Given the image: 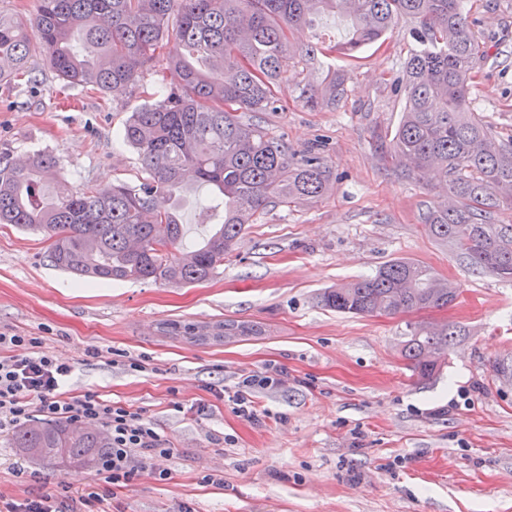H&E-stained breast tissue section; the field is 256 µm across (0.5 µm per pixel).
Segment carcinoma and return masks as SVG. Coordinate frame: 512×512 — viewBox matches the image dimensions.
Wrapping results in <instances>:
<instances>
[{
    "instance_id": "cac0c4a2",
    "label": "carcinoma",
    "mask_w": 512,
    "mask_h": 512,
    "mask_svg": "<svg viewBox=\"0 0 512 512\" xmlns=\"http://www.w3.org/2000/svg\"><path fill=\"white\" fill-rule=\"evenodd\" d=\"M27 22L0 13V83L35 80L32 40L45 66L67 85L101 92L135 87L163 57L171 74L163 99L136 108L124 139L137 151L138 183L71 188L60 161L38 151L23 163L0 156V224L44 233L52 264L79 277L193 285L211 279L254 217L272 206L318 200L331 189L324 159H300L244 112H276L273 89L288 70L291 30L312 16L350 21L337 51L350 62L402 18L416 22L396 82L402 117L388 154L415 179L432 167L449 202L424 217L430 234L471 265L512 279V138L498 139L470 108L474 65L488 58L463 0H37ZM220 69L214 82L209 72ZM346 75L302 91L306 107H334ZM218 192L220 223L192 247L183 245L174 198L186 172ZM455 291L415 261L396 260L376 273L320 296L342 314L387 315L446 309ZM461 329L409 325L401 355L418 378H433ZM13 447L41 460L86 469L110 447L102 432L66 422L15 431Z\"/></svg>"
}]
</instances>
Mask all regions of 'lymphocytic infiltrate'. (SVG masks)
Returning a JSON list of instances; mask_svg holds the SVG:
<instances>
[{
	"instance_id": "f902f5d3",
	"label": "lymphocytic infiltrate",
	"mask_w": 512,
	"mask_h": 512,
	"mask_svg": "<svg viewBox=\"0 0 512 512\" xmlns=\"http://www.w3.org/2000/svg\"><path fill=\"white\" fill-rule=\"evenodd\" d=\"M43 343L40 336L0 333V423L15 425L35 415L79 425L96 423L106 428L111 441L99 459L109 483L128 486L147 469L167 478L168 471L161 463L172 457L174 449L153 423L129 406L65 391L73 367L69 361L45 353ZM284 376V370L277 369L244 377L232 396L238 416L261 422L264 412L252 392L279 385Z\"/></svg>"
}]
</instances>
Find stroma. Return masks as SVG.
Instances as JSON below:
<instances>
[{
    "label": "stroma",
    "mask_w": 512,
    "mask_h": 512,
    "mask_svg": "<svg viewBox=\"0 0 512 512\" xmlns=\"http://www.w3.org/2000/svg\"><path fill=\"white\" fill-rule=\"evenodd\" d=\"M489 50L470 97L498 136L512 135V0H465ZM348 23L319 15L293 43L320 47L312 67L292 63L278 109L250 118L295 156L321 154L332 189L321 199L261 214L208 281L178 286L91 284L51 265L43 235L0 224V332L41 336L46 353L69 360L72 395L95 394L139 410L175 446L167 479L144 472L131 485L99 469L66 468L20 454L14 426L0 427V500L51 494L81 512H512V279L476 270L425 229L439 183L402 178L376 136L401 119L395 92L414 23L353 64L334 52ZM36 82L0 86V155H55L69 184L135 183L141 174L120 132L153 100L162 77L106 93L57 80L34 54ZM347 76L336 107L311 110L306 82ZM215 192L187 181L178 197L184 243L208 231ZM405 258L456 283L443 310L355 316L323 308L318 296ZM464 329L440 372L413 375L400 355L405 324ZM227 321L258 336L190 343L175 326L207 331ZM99 357H92V350ZM143 371H130L129 360ZM288 377L253 396L268 416L253 424L228 401L243 377L272 368ZM218 474L222 483L211 482ZM96 491L98 501L85 497Z\"/></svg>",
    "instance_id": "stroma-1"
}]
</instances>
